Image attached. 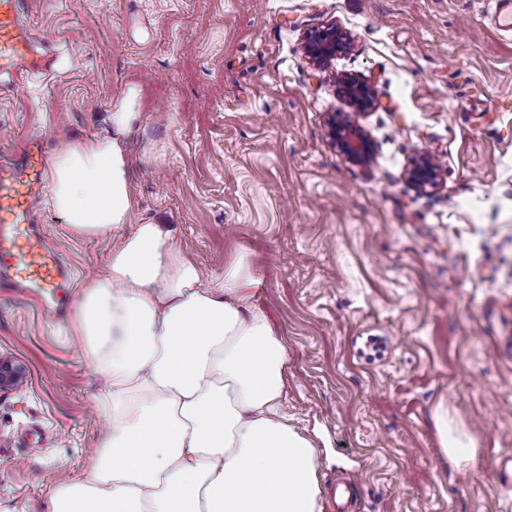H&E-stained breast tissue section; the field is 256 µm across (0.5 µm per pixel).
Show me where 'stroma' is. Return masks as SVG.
<instances>
[{"mask_svg":"<svg viewBox=\"0 0 512 512\" xmlns=\"http://www.w3.org/2000/svg\"><path fill=\"white\" fill-rule=\"evenodd\" d=\"M27 21L68 63L0 97V164L30 136L88 141L138 89L131 221L165 225L207 271L249 252L323 512L337 480L358 486L352 512H512L493 478L512 457V33L478 0H29ZM330 24L351 45L319 67L306 37ZM346 76L375 91L367 165L329 137ZM423 154L437 189L407 179ZM35 220L74 276L50 314L0 295V357L27 371L0 394V512H47L101 426L67 327L112 241L74 236L44 199ZM442 441L444 449L449 457L459 462H470L474 457V448H467L468 446L462 444L453 436H448V425L444 424L442 430Z\"/></svg>","mask_w":512,"mask_h":512,"instance_id":"obj_1","label":"stroma"}]
</instances>
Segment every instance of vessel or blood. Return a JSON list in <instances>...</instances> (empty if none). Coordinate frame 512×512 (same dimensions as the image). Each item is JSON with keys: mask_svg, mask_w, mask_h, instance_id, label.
Instances as JSON below:
<instances>
[{"mask_svg": "<svg viewBox=\"0 0 512 512\" xmlns=\"http://www.w3.org/2000/svg\"><path fill=\"white\" fill-rule=\"evenodd\" d=\"M27 0H0V76L19 83L37 71H54L56 56L39 57L38 39L27 31ZM43 140H26L21 163L0 167V287L29 295L57 296L70 270L36 230L34 201L45 186Z\"/></svg>", "mask_w": 512, "mask_h": 512, "instance_id": "1", "label": "vessel or blood"}]
</instances>
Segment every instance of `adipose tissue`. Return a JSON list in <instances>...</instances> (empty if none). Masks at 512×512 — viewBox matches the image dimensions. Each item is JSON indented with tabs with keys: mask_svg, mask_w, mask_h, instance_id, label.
Masks as SVG:
<instances>
[{
	"mask_svg": "<svg viewBox=\"0 0 512 512\" xmlns=\"http://www.w3.org/2000/svg\"><path fill=\"white\" fill-rule=\"evenodd\" d=\"M138 91L102 132L53 155L51 205L79 236L115 237L71 312L105 426L85 478L51 512H322L316 450L284 408L288 344L247 252L204 272L162 225H130Z\"/></svg>",
	"mask_w": 512,
	"mask_h": 512,
	"instance_id": "adipose-tissue-1",
	"label": "adipose tissue"
}]
</instances>
